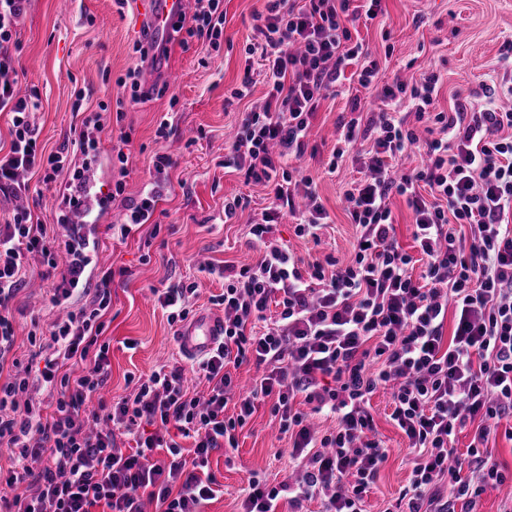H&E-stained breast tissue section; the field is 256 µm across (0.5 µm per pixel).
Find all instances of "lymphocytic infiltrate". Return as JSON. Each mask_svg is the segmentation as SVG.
Listing matches in <instances>:
<instances>
[{
	"mask_svg": "<svg viewBox=\"0 0 512 512\" xmlns=\"http://www.w3.org/2000/svg\"><path fill=\"white\" fill-rule=\"evenodd\" d=\"M30 0H0V112L11 114L10 146L0 154V194L22 196L29 178L52 184L80 153L96 149L112 116L144 94L141 64L120 84L114 105H100L74 133V149L44 153L31 114L37 91L19 96L20 73L10 47ZM381 0H265L253 16L255 57L269 87L261 107L242 112L225 167L244 184L267 188L269 204L248 224L255 263L200 272L224 281L212 302L224 312V338L198 363L206 395L189 391L180 365L138 378L116 402L100 398L108 382L110 343L104 316L112 304V269L90 278L77 224L47 226L30 208L0 225V447L16 466L0 476V512H202L219 483L209 470L217 450L236 448V431L270 400L281 432L293 439L302 479L270 486L249 482L240 512H291L319 498L324 512H363L364 496L388 457L373 435L370 399L389 391L393 424L414 454L410 483L386 512H475L487 488L507 480L484 444L504 429L512 440V41L499 54V76L482 84L481 99L456 95L449 111L435 107L440 77L381 86L367 117L341 121L329 162L353 159L358 177L345 192L356 228L354 257L309 263L274 239L281 215L298 217L296 236L316 237L330 222L313 180L297 162L327 91L351 79L370 87L380 67L353 31L382 15ZM224 0H193L180 45L197 40L219 50ZM407 111H400V104ZM421 163L395 173L399 160ZM402 197L411 215L416 253L399 243L390 208ZM37 260L50 285L49 302L64 316L28 336L19 359L10 303ZM82 373L66 370L68 361ZM253 363L249 392L235 394L232 367ZM54 395L52 413L30 393ZM96 409H87L90 399ZM336 418L334 433L317 436L296 399ZM233 415H226L227 405ZM475 426L466 458L454 446ZM136 438L131 453L115 428ZM192 439L193 457L182 440ZM165 450L166 459L156 457Z\"/></svg>",
	"mask_w": 512,
	"mask_h": 512,
	"instance_id": "lymphocytic-infiltrate-1",
	"label": "lymphocytic infiltrate"
}]
</instances>
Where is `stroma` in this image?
I'll return each instance as SVG.
<instances>
[{
	"instance_id": "1",
	"label": "stroma",
	"mask_w": 512,
	"mask_h": 512,
	"mask_svg": "<svg viewBox=\"0 0 512 512\" xmlns=\"http://www.w3.org/2000/svg\"><path fill=\"white\" fill-rule=\"evenodd\" d=\"M264 5L265 0H224L219 51L194 40L188 48L174 49L169 64L177 73L176 82L167 90H152L125 112L122 125L132 134L127 166L112 161L110 132L100 137L97 151L109 161L111 180H123L131 198L152 180L151 159L157 151L167 150L174 160L166 175L168 191L149 223L124 240L106 231L101 234L99 264L126 271L112 283V306L104 317V336L110 341L108 398L129 393V374H147L174 363L192 366L178 346V327L168 323L153 289L194 281L195 311L211 308L212 296L222 293L224 284L200 273L199 261L240 264L256 254L248 243L246 218L225 221L224 200L244 194L254 213L268 206L267 191L260 185H243L238 172L225 167L224 154L235 136L239 112L261 104L267 92L257 75L250 96L239 102L229 99L244 77L253 15ZM383 8V16L358 26L360 38L380 62V82H409L425 69H437L442 82L435 106L444 112L454 93L478 90L481 81L490 78L502 44L512 40V0H384ZM142 38L143 26L132 7L117 9L114 0H31L13 53L25 83L40 91L41 107L33 121L46 151L61 148L72 129L81 127L85 115L74 111L76 97H83L86 109L92 110L98 103L115 100L117 82L135 66L133 47ZM375 95V90L342 84L321 103L301 165L313 178L332 222L315 241L297 237L294 218L284 217L276 236L296 257L312 261L330 255L343 264L353 256L356 230L346 218L345 192L357 173L349 164L329 172L327 162L350 98L359 97L366 111ZM164 120L170 135L163 140L156 130ZM68 185L65 175L48 186L31 178L26 204L41 223H56ZM41 271L37 261H30L25 285L12 303L16 350L22 356L29 350L27 336L33 324L47 326L59 314L49 302ZM370 411L389 457L364 498V508L385 512L409 485L411 454L405 436L389 419L388 392L372 396ZM236 438L235 450L217 451L210 458L221 492L204 512H238L251 478L275 484L292 468L291 441L280 432L269 404L258 405Z\"/></svg>"
}]
</instances>
